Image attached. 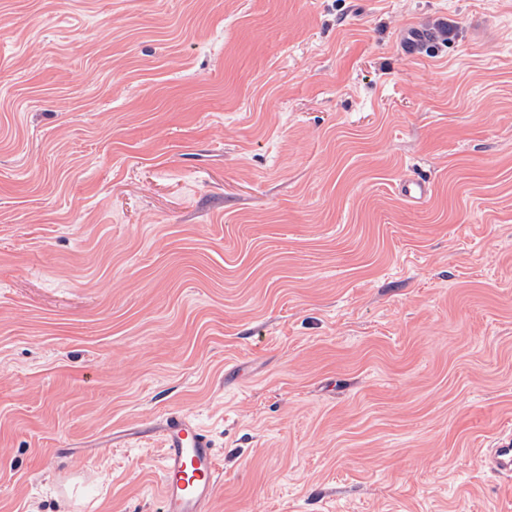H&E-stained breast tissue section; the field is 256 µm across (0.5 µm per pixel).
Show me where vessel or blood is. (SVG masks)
<instances>
[{"label":"vessel or blood","mask_w":512,"mask_h":512,"mask_svg":"<svg viewBox=\"0 0 512 512\" xmlns=\"http://www.w3.org/2000/svg\"><path fill=\"white\" fill-rule=\"evenodd\" d=\"M160 433L161 512H211L219 469L209 433L181 411L166 414ZM479 467L512 487V435L493 439L480 457Z\"/></svg>","instance_id":"1"}]
</instances>
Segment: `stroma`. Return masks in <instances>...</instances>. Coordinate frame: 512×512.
<instances>
[{"label":"stroma","mask_w":512,"mask_h":512,"mask_svg":"<svg viewBox=\"0 0 512 512\" xmlns=\"http://www.w3.org/2000/svg\"><path fill=\"white\" fill-rule=\"evenodd\" d=\"M172 410L212 512H512V0H0V512ZM480 469L512 487V435L496 437L479 459Z\"/></svg>","instance_id":"35a3bbf8"}]
</instances>
